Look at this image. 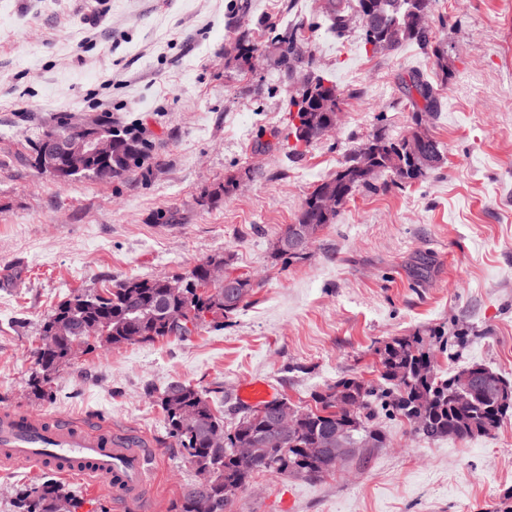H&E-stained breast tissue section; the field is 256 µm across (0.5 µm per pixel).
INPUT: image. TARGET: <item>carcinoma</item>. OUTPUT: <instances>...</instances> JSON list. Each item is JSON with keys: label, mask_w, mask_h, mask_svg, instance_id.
<instances>
[{"label": "carcinoma", "mask_w": 512, "mask_h": 512, "mask_svg": "<svg viewBox=\"0 0 512 512\" xmlns=\"http://www.w3.org/2000/svg\"><path fill=\"white\" fill-rule=\"evenodd\" d=\"M433 0H329L325 17L336 34L347 28L348 12L362 25L366 43L394 50L406 42L430 44V33L418 23V16L430 11ZM408 94L415 112L417 130L408 138L393 139L376 132L368 143L378 146L373 154L365 147L352 152L336 173L318 184L304 199L295 218L310 225L311 237L336 223L339 211L325 213L319 206L323 194L336 196L344 204L360 187L373 188L379 177H390L395 185L411 183L438 169L442 155L437 142L423 127L421 113L440 111L433 83L416 72L410 78ZM339 107L336 83L317 75L306 81L289 102L288 134L298 143L312 139L302 127L309 114L320 119L331 107ZM95 126L112 134V158L96 160L87 169L66 179L92 177L108 182L141 167L147 146L139 138L112 126L109 117L95 120ZM224 263L215 255L196 265L183 278L179 294L168 288L166 277L131 276L97 293L72 294L61 302L41 324L40 342L34 351L36 371L30 380L32 392L46 400L53 398V382L61 368L78 354L96 346L115 347L133 343H153L160 338L192 335L201 325L235 314L254 290L251 278L234 276L235 294L224 296V286L209 281L206 266ZM68 315L80 317L86 327L83 336H53L52 321ZM448 351L444 334L392 337L376 348L380 383L376 386L358 376L342 377L312 395V404L301 407L285 399L253 406L243 412L231 428L217 414L205 393L186 384L169 385L161 398L168 434L186 452L205 482L190 485L182 494L176 512H202L199 503L211 499L226 512L229 502L249 479L258 473L320 477L337 469L332 454L310 459L301 453L319 439L326 447H336L341 438L355 450L384 448L387 440L376 426L381 413L398 416L413 430L430 440L443 437L467 439L495 431L507 415H512V382L482 365L473 364L443 378L435 367L434 350ZM288 407L294 419L287 439H277L275 414ZM193 412L196 426L181 424V414ZM219 431L224 445L214 448L208 434ZM236 448H256L253 457L240 458ZM68 494L54 482H44L25 490L17 498L21 512H55V503Z\"/></svg>", "instance_id": "1"}]
</instances>
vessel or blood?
<instances>
[{"label": "vessel or blood", "mask_w": 512, "mask_h": 512, "mask_svg": "<svg viewBox=\"0 0 512 512\" xmlns=\"http://www.w3.org/2000/svg\"><path fill=\"white\" fill-rule=\"evenodd\" d=\"M273 395L258 379L239 390L240 399L248 404L268 402ZM0 463L51 466L65 476L105 480L129 504L142 500L151 472L138 441L113 434L111 426L51 421L5 409L0 411Z\"/></svg>", "instance_id": "obj_1"}]
</instances>
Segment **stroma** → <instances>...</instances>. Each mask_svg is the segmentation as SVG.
<instances>
[{
    "mask_svg": "<svg viewBox=\"0 0 512 512\" xmlns=\"http://www.w3.org/2000/svg\"><path fill=\"white\" fill-rule=\"evenodd\" d=\"M325 0H0V408L108 422L153 458L146 508L55 470L0 468V512L59 482L79 512H175L200 475L170 438L173 383L207 393L233 426L240 385L266 380L309 404L344 376L377 378L394 336L470 335L440 370L481 363L512 381V0H435L432 44L366 45L359 23L321 26ZM292 29L303 62L272 39ZM249 34L256 51L237 47ZM436 84L425 126L443 163L426 177L357 189L307 259L274 246L307 194L377 130L409 136L411 72ZM332 77L339 122L310 146L287 135L288 100ZM109 113L143 133L149 158L103 183L38 172L30 144L59 116ZM214 255L255 289L223 327L125 344L63 367L52 400L31 394L42 318L77 292L130 276L176 277ZM388 444L320 477L254 475L231 512H503L512 416L490 435L429 440L381 415Z\"/></svg>",
    "mask_w": 512,
    "mask_h": 512,
    "instance_id": "35a3bbf8",
    "label": "stroma"
}]
</instances>
